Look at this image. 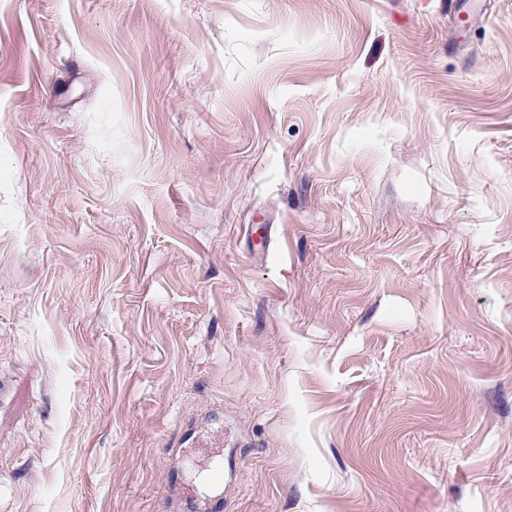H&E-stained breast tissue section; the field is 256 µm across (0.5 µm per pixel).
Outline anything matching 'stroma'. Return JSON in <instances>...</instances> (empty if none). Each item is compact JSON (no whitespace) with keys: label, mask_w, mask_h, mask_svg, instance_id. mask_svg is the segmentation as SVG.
Masks as SVG:
<instances>
[{"label":"stroma","mask_w":512,"mask_h":512,"mask_svg":"<svg viewBox=\"0 0 512 512\" xmlns=\"http://www.w3.org/2000/svg\"><path fill=\"white\" fill-rule=\"evenodd\" d=\"M0 376V512H512V0H0Z\"/></svg>","instance_id":"stroma-1"}]
</instances>
